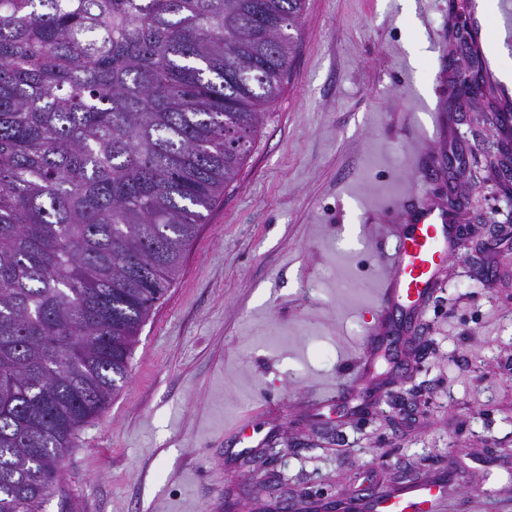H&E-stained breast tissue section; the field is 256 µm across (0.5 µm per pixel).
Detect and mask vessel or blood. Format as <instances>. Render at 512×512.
Returning <instances> with one entry per match:
<instances>
[{
	"label": "vessel or blood",
	"instance_id": "b4317fda",
	"mask_svg": "<svg viewBox=\"0 0 512 512\" xmlns=\"http://www.w3.org/2000/svg\"><path fill=\"white\" fill-rule=\"evenodd\" d=\"M457 225L448 218L446 202L422 197L410 215L391 213L379 237L395 242L391 253L382 255L385 267L371 305L377 324L374 337L384 336L389 313L398 308L419 310L426 296L441 281L439 272L460 247ZM452 482L447 477L405 482L372 497L366 504L340 501L336 512H441Z\"/></svg>",
	"mask_w": 512,
	"mask_h": 512
}]
</instances>
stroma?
<instances>
[{
	"instance_id": "stroma-1",
	"label": "stroma",
	"mask_w": 512,
	"mask_h": 512,
	"mask_svg": "<svg viewBox=\"0 0 512 512\" xmlns=\"http://www.w3.org/2000/svg\"><path fill=\"white\" fill-rule=\"evenodd\" d=\"M307 0L251 152L153 307L128 380L78 433L44 512H293L452 474L444 512H512V61L480 0ZM464 199L445 283L396 315L398 366L353 365L377 239L407 192ZM496 222L489 233L485 222ZM254 446L242 452L238 427Z\"/></svg>"
}]
</instances>
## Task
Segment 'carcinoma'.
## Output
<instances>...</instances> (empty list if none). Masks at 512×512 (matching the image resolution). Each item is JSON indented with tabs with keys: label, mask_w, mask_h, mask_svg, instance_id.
I'll use <instances>...</instances> for the list:
<instances>
[{
	"label": "carcinoma",
	"mask_w": 512,
	"mask_h": 512,
	"mask_svg": "<svg viewBox=\"0 0 512 512\" xmlns=\"http://www.w3.org/2000/svg\"><path fill=\"white\" fill-rule=\"evenodd\" d=\"M306 0H0V512H42L278 97Z\"/></svg>",
	"instance_id": "carcinoma-1"
}]
</instances>
